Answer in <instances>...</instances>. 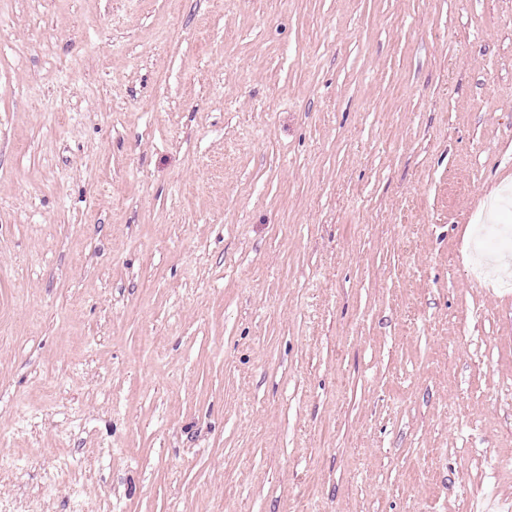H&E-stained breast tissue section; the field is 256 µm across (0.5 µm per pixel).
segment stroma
Wrapping results in <instances>:
<instances>
[{
  "mask_svg": "<svg viewBox=\"0 0 512 512\" xmlns=\"http://www.w3.org/2000/svg\"><path fill=\"white\" fill-rule=\"evenodd\" d=\"M512 0H0V512H512Z\"/></svg>",
  "mask_w": 512,
  "mask_h": 512,
  "instance_id": "35a3bbf8",
  "label": "stroma"
}]
</instances>
